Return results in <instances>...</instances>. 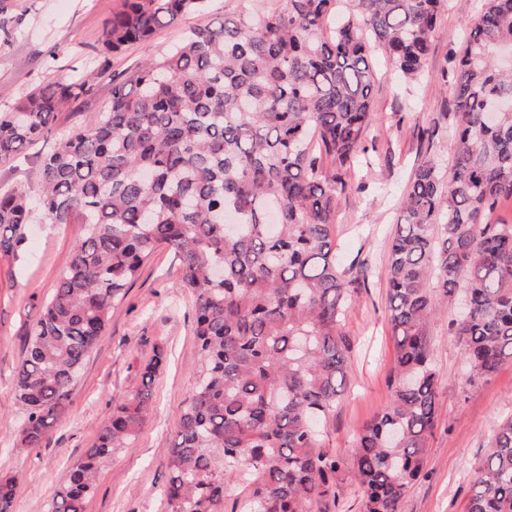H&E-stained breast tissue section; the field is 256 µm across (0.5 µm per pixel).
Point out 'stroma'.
<instances>
[{"label": "stroma", "mask_w": 512, "mask_h": 512, "mask_svg": "<svg viewBox=\"0 0 512 512\" xmlns=\"http://www.w3.org/2000/svg\"><path fill=\"white\" fill-rule=\"evenodd\" d=\"M13 31L0 43V112L12 110L32 90L90 76L91 95L58 112L54 137L93 127L112 100V87L146 57H159L190 30L241 10L245 0H209L206 10L158 31L149 43L121 52L103 48V32L124 0H0ZM466 15L448 0L431 43L425 77L416 84L394 72L381 49L371 54L379 78L372 90L367 131L369 164L351 172V188L336 200V247L354 297L344 331L352 357L346 390L322 425L324 448L348 456L363 426L390 396L387 379L394 356L387 311L389 239L413 169L431 155L448 164L456 123L454 86L444 82L448 59L466 34ZM42 145L0 165V191L37 192ZM85 232L80 220L51 224L35 218L18 256L0 255V478L16 477L13 512H48L72 466L90 448L117 400L140 386V366L155 347L167 363L153 385V411L127 447L98 469L96 490L85 512H167L160 490L167 452L180 413L195 384L198 356L193 300L180 292L177 262L159 251L117 305L105 336L91 351L73 388L65 417L40 447L19 451L23 414L12 402L14 375L27 336L63 276L73 246ZM438 315L430 332L444 420L430 440L427 475L403 498L400 512H466L468 484L503 418L512 415V360L490 381L468 384L462 349L448 329L454 300L434 289Z\"/></svg>", "instance_id": "stroma-1"}]
</instances>
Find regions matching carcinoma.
I'll return each mask as SVG.
<instances>
[{
	"label": "carcinoma",
	"instance_id": "carcinoma-1",
	"mask_svg": "<svg viewBox=\"0 0 512 512\" xmlns=\"http://www.w3.org/2000/svg\"><path fill=\"white\" fill-rule=\"evenodd\" d=\"M207 0H126L103 46L146 44ZM191 31L129 82L112 87L95 126L40 156L39 193H0V254L18 255L35 212L86 225L26 341L13 387L25 414L22 448H38L66 414L72 388L112 309L160 250L194 301L199 367L168 451L169 512H226L232 484L247 512H326L349 466L362 512H399L426 475L442 425L429 336L431 288L462 291L469 316L448 329L490 380L512 359V224L491 213L512 200V0H484L450 58L455 142L448 170L427 156L404 192L387 255L395 355L386 406L359 432L348 462L324 448L319 423L343 395L352 301L336 258V200L366 152L370 61L381 48L406 81L425 74L442 0H277ZM88 78L33 90L0 113V164L48 138ZM330 159L324 168L321 157ZM167 356L142 364V387L112 405L51 512H85L99 465L138 434ZM16 480L0 478V512ZM467 512H512V418L502 421L469 487Z\"/></svg>",
	"mask_w": 512,
	"mask_h": 512
}]
</instances>
